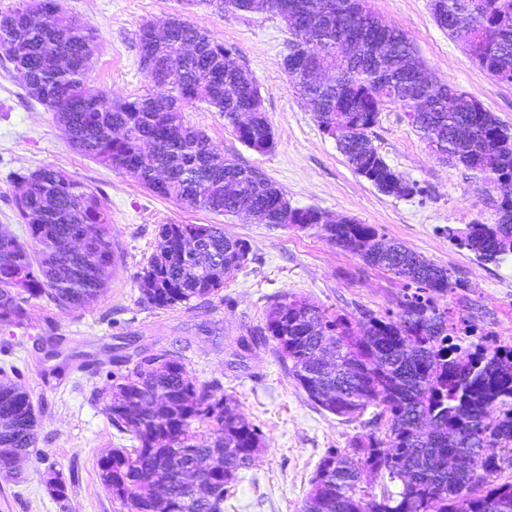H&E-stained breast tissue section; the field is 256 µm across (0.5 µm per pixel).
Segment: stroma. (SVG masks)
I'll return each mask as SVG.
<instances>
[{"label":"stroma","instance_id":"obj_1","mask_svg":"<svg viewBox=\"0 0 512 512\" xmlns=\"http://www.w3.org/2000/svg\"><path fill=\"white\" fill-rule=\"evenodd\" d=\"M60 4L97 30L87 83L117 100L146 89L137 37L144 23L179 16L232 46L237 63L259 86L273 149L266 154L248 149L217 112L189 108L185 122L205 131L217 153L261 169L286 192L291 206L375 225L419 257L448 268L469 288L438 298V305L512 340V262L481 261L448 238L452 227L494 223L497 192L473 171L439 162L397 111L382 113L372 141L391 167L417 182L421 194L387 195L354 173L280 67L288 39L280 17L227 15L206 0ZM368 5L383 23L410 36L430 76L466 92L512 127V85L492 79L468 58L462 43L436 24L431 0H368ZM42 166L62 169L105 199L119 261L91 307L33 299L23 327H0V372L29 391L38 417L32 458L22 463L18 479L0 478V512H116L100 481L98 459L131 442L113 428L101 391L119 367L159 353L179 357L198 379L219 380L262 431L266 446L254 466L241 472L224 512H301L324 451L347 447L353 436L372 431L373 414L350 421L313 405L271 347L243 352L236 339L261 325L268 306L284 294L332 312L351 313L360 306L382 312L395 309L401 282L330 244L317 230L186 209L129 175L96 164L71 148L52 112L26 96L16 71L0 65V231L25 237L13 204V178ZM171 223L223 225L228 235L248 240L252 251L217 295L163 310L142 301L136 278L155 251L159 226ZM51 469L65 481L64 496L45 485Z\"/></svg>","mask_w":512,"mask_h":512}]
</instances>
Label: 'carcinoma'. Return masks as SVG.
Returning <instances> with one entry per match:
<instances>
[{
  "label": "carcinoma",
  "instance_id": "carcinoma-1",
  "mask_svg": "<svg viewBox=\"0 0 512 512\" xmlns=\"http://www.w3.org/2000/svg\"><path fill=\"white\" fill-rule=\"evenodd\" d=\"M462 0H432L433 17L466 55L499 82L512 83V0H477V19ZM233 15L271 12L288 30L280 66L353 171L380 192L422 193L373 145L381 113L398 108L429 149L499 191L497 221L469 224L456 240L484 262L512 258V128L445 81L425 84L410 37L383 25L365 0H219ZM360 37L357 51L344 45ZM97 33L66 15L58 0H18L0 12V52L27 95L53 112L81 155L122 171L159 197L227 217L243 210L259 224L316 229L331 244L404 281L398 312L359 307L332 313L306 298L281 297L264 323L237 339L249 351L272 344L286 374L320 408L346 419L376 408L383 434L361 433L320 458L302 512H512V345L474 352L455 336L454 313L435 297L468 284L371 224L319 208L290 205L258 168L221 157L207 135L184 122L187 108L224 116L238 140L266 154L274 135L251 74L231 48L207 31L171 18L139 32L140 65L163 92L114 100L86 84ZM324 80L308 83L311 58ZM14 205L28 239L0 232V325L21 327L31 298L90 307L115 266L107 203L52 166L16 177ZM194 248L197 267L183 258ZM250 243L218 224H162L156 251L137 277L141 299L155 308L206 299L243 268ZM342 343L346 359L327 366L321 352ZM112 427L133 442L98 460L118 512H224L239 474L265 447L259 426L215 381L190 377L167 353L142 357L112 373L102 390ZM30 393L0 378V472L28 458L37 440ZM500 452L486 454L483 448ZM380 479L375 487L366 482ZM398 489H393V486Z\"/></svg>",
  "mask_w": 512,
  "mask_h": 512
}]
</instances>
